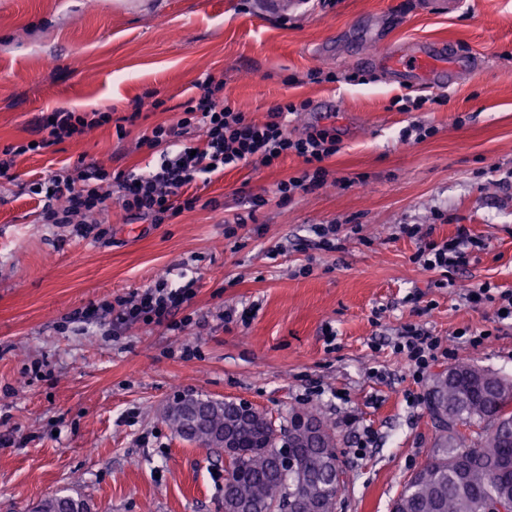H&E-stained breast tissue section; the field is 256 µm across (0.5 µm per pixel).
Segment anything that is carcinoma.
<instances>
[{"label": "carcinoma", "mask_w": 512, "mask_h": 512, "mask_svg": "<svg viewBox=\"0 0 512 512\" xmlns=\"http://www.w3.org/2000/svg\"><path fill=\"white\" fill-rule=\"evenodd\" d=\"M429 410L438 431L423 468L411 475L393 500L391 512H496L512 507V379L460 359L434 375ZM167 419L177 435L200 448L224 447L221 434L234 403L199 396L180 397ZM198 409L204 427L183 420L186 407ZM294 413L313 420L320 436L293 449L294 463L283 462L291 441L265 411L241 421L234 437L242 444L224 477V512L248 503L256 512H336L347 475L337 452L336 425L316 411ZM35 512H89L70 495L43 500Z\"/></svg>", "instance_id": "carcinoma-1"}]
</instances>
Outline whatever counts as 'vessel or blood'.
<instances>
[{"label":"vessel or blood","instance_id":"b4317fda","mask_svg":"<svg viewBox=\"0 0 512 512\" xmlns=\"http://www.w3.org/2000/svg\"><path fill=\"white\" fill-rule=\"evenodd\" d=\"M371 63L419 86L441 82L447 72L461 67L474 75L479 72L473 59L454 57L452 50L435 42L404 46L372 58Z\"/></svg>","mask_w":512,"mask_h":512}]
</instances>
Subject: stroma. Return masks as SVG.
<instances>
[{
    "label": "stroma",
    "instance_id": "1",
    "mask_svg": "<svg viewBox=\"0 0 512 512\" xmlns=\"http://www.w3.org/2000/svg\"><path fill=\"white\" fill-rule=\"evenodd\" d=\"M437 42L482 61L448 87L401 85L367 56ZM332 71L336 82L316 79ZM255 120L284 99L310 100L291 126L331 124L339 149L327 184L279 201L300 158L225 169L190 187L205 208L162 224L110 221L79 236L42 224L29 181L94 160L143 171L142 130L176 119L204 74ZM158 92L126 136L113 123L17 158L0 185V512H34L64 493L91 512H224V452L182 440L166 418L194 394L245 400L287 420L309 406L335 420L348 476L336 512H389L435 442L427 395L392 345L407 325L512 379V324L497 306L466 300L476 287L512 292V0H308L280 12L267 0H0V145L34 137L42 113L112 108L129 115ZM424 98L399 111L396 98ZM431 136L405 143L410 125ZM253 195L268 205L251 210ZM244 227L226 236L227 220ZM336 224L338 249L314 225ZM421 225L431 240L468 225L478 244L449 272L415 263ZM276 259H269L270 250ZM309 274H301V267ZM196 279L181 332L74 312L151 287ZM248 323H225L226 309ZM466 327L493 335L477 346ZM191 357H184V350ZM375 441L359 447L364 430Z\"/></svg>",
    "mask_w": 512,
    "mask_h": 512
}]
</instances>
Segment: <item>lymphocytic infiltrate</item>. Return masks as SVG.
<instances>
[{
  "mask_svg": "<svg viewBox=\"0 0 512 512\" xmlns=\"http://www.w3.org/2000/svg\"><path fill=\"white\" fill-rule=\"evenodd\" d=\"M194 87L174 121L146 128L139 136L138 148L158 156L151 170L110 171L96 161L81 159L73 168L52 171L33 180L29 191L41 204V222L70 224L77 235L83 236L88 225L109 223L111 211L117 206L134 218L162 224L198 206L199 196L189 193L188 188L201 176L243 163L270 167L288 155L301 158L304 167L299 175L278 184L280 199L287 200L325 184L328 172L324 162L338 150L335 128L315 124L296 135L288 131L289 116L310 110V100L280 102L270 109L265 120L258 121L225 97L223 80L208 74ZM111 120L108 109H58L46 113L36 123L35 144L0 148V180L15 181L17 156L43 151ZM474 243L469 228L461 224L453 238L420 247L415 261L429 271L460 267L467 264V248ZM195 285L191 279L175 287L162 278L142 292L117 298L116 304L125 321L181 331L191 319L179 317L178 312L194 297ZM439 348L438 337L414 325L405 326L393 344L394 354L418 379L424 378L437 360Z\"/></svg>",
  "mask_w": 512,
  "mask_h": 512,
  "instance_id": "1",
  "label": "lymphocytic infiltrate"
}]
</instances>
